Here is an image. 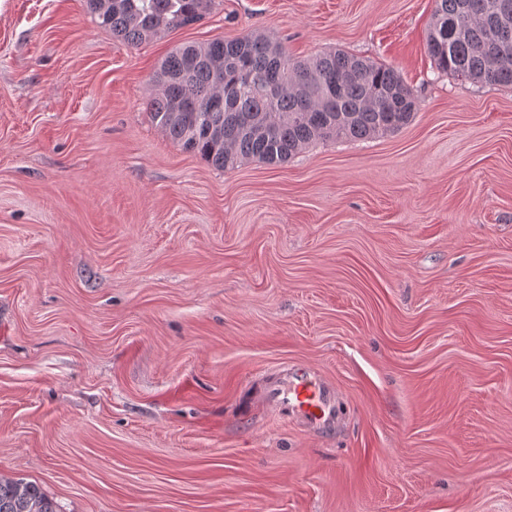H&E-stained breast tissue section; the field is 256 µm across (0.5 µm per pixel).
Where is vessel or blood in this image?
<instances>
[{
  "mask_svg": "<svg viewBox=\"0 0 512 512\" xmlns=\"http://www.w3.org/2000/svg\"><path fill=\"white\" fill-rule=\"evenodd\" d=\"M261 393L273 410L296 416L308 429L327 432L336 426V392L310 367L282 371Z\"/></svg>",
  "mask_w": 512,
  "mask_h": 512,
  "instance_id": "b4317fda",
  "label": "vessel or blood"
}]
</instances>
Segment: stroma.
<instances>
[{
    "instance_id": "1",
    "label": "stroma",
    "mask_w": 512,
    "mask_h": 512,
    "mask_svg": "<svg viewBox=\"0 0 512 512\" xmlns=\"http://www.w3.org/2000/svg\"><path fill=\"white\" fill-rule=\"evenodd\" d=\"M435 0H215L137 46L0 0V476L59 512H512V87L439 72ZM394 67L399 131L219 169L147 104L184 43ZM305 365L341 418L257 395Z\"/></svg>"
}]
</instances>
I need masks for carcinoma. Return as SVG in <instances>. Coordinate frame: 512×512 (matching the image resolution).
Instances as JSON below:
<instances>
[{
	"label": "carcinoma",
	"mask_w": 512,
	"mask_h": 512,
	"mask_svg": "<svg viewBox=\"0 0 512 512\" xmlns=\"http://www.w3.org/2000/svg\"><path fill=\"white\" fill-rule=\"evenodd\" d=\"M214 0H87L99 27L130 46L191 26ZM509 14L494 30L486 18ZM427 50L438 71L512 85V0H437ZM150 116L183 149L217 168L244 158L288 162L323 140H367L412 120L399 72L341 50L308 60L256 35L175 48L155 76ZM0 512H57L34 483L0 478Z\"/></svg>",
	"instance_id": "obj_1"
}]
</instances>
